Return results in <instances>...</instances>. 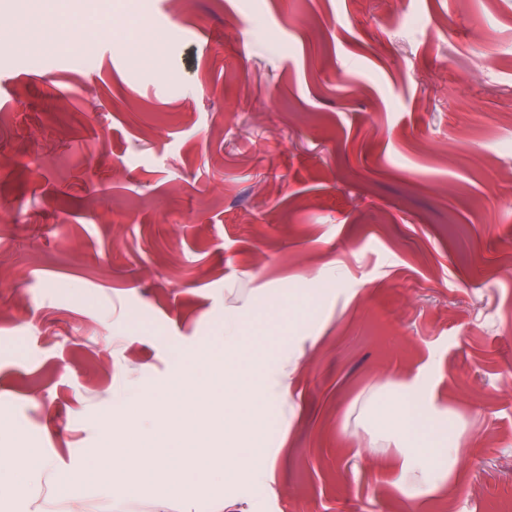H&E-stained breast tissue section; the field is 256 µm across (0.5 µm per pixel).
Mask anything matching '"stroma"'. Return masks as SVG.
I'll list each match as a JSON object with an SVG mask.
<instances>
[{
	"mask_svg": "<svg viewBox=\"0 0 512 512\" xmlns=\"http://www.w3.org/2000/svg\"><path fill=\"white\" fill-rule=\"evenodd\" d=\"M60 4L0 0V512H107L56 479L119 397L326 265L260 512H512V0ZM421 375L464 430L410 501L357 417Z\"/></svg>",
	"mask_w": 512,
	"mask_h": 512,
	"instance_id": "1",
	"label": "stroma"
}]
</instances>
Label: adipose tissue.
Instances as JSON below:
<instances>
[{"label": "adipose tissue", "instance_id": "1", "mask_svg": "<svg viewBox=\"0 0 512 512\" xmlns=\"http://www.w3.org/2000/svg\"><path fill=\"white\" fill-rule=\"evenodd\" d=\"M426 380L386 382L363 402L366 451H386L397 463L394 485L406 499L420 500L448 479L460 446L449 431L447 411L428 394Z\"/></svg>", "mask_w": 512, "mask_h": 512}]
</instances>
